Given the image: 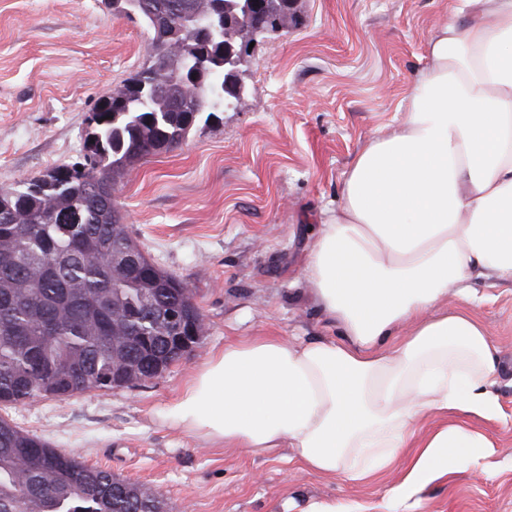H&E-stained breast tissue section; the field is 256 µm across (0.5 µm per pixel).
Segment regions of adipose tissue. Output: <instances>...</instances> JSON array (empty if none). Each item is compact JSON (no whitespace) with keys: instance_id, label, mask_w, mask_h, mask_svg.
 Masks as SVG:
<instances>
[{"instance_id":"obj_1","label":"adipose tissue","mask_w":512,"mask_h":512,"mask_svg":"<svg viewBox=\"0 0 512 512\" xmlns=\"http://www.w3.org/2000/svg\"><path fill=\"white\" fill-rule=\"evenodd\" d=\"M408 101L355 157L308 256L306 285L339 336L227 344L165 411L205 443L289 448L354 484L401 469L399 503L486 456L470 422L500 413L492 338L445 301L512 283V0H461Z\"/></svg>"}]
</instances>
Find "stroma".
I'll return each mask as SVG.
<instances>
[{
	"label": "stroma",
	"instance_id": "35a3bbf8",
	"mask_svg": "<svg viewBox=\"0 0 512 512\" xmlns=\"http://www.w3.org/2000/svg\"><path fill=\"white\" fill-rule=\"evenodd\" d=\"M455 0H298L297 23L240 71L246 103L198 124L176 149L117 185L123 224L152 261L194 293L199 346L136 387L43 397L0 415L117 477L162 489L174 512H302L336 500L390 512L399 476L353 485L297 471L289 450L262 458L202 443L165 407L225 343L328 335L304 268L326 206L356 154L403 117L433 27ZM151 34L104 0H0V187L83 157L84 119L148 64ZM469 308L498 348L499 417L479 421L493 450L423 487L404 512H512V284L477 286Z\"/></svg>",
	"mask_w": 512,
	"mask_h": 512
}]
</instances>
